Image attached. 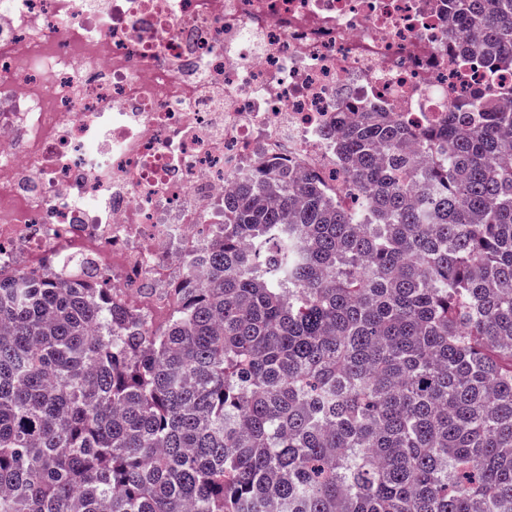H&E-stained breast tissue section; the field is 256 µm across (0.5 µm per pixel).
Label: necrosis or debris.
<instances>
[{
	"label": "necrosis or debris",
	"instance_id": "obj_1",
	"mask_svg": "<svg viewBox=\"0 0 512 512\" xmlns=\"http://www.w3.org/2000/svg\"><path fill=\"white\" fill-rule=\"evenodd\" d=\"M448 0H0V279L65 272L148 315L267 161L350 179L331 132L420 129L512 60L461 63ZM82 266H71V257Z\"/></svg>",
	"mask_w": 512,
	"mask_h": 512
}]
</instances>
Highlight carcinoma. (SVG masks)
I'll use <instances>...</instances> for the list:
<instances>
[{"instance_id":"1","label":"carcinoma","mask_w":512,"mask_h":512,"mask_svg":"<svg viewBox=\"0 0 512 512\" xmlns=\"http://www.w3.org/2000/svg\"><path fill=\"white\" fill-rule=\"evenodd\" d=\"M492 66L512 0H453ZM359 194L268 164L203 288L0 280V512H512V111L336 133Z\"/></svg>"}]
</instances>
